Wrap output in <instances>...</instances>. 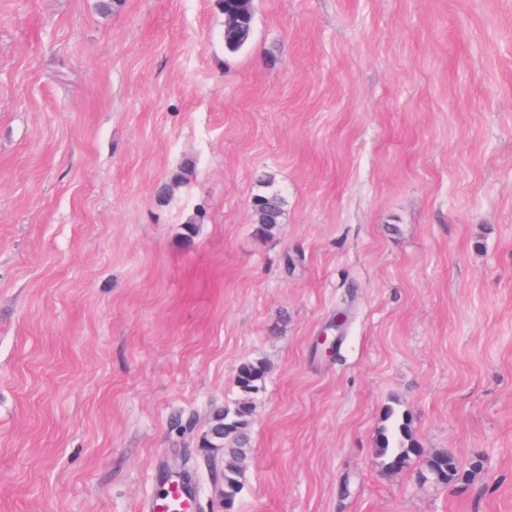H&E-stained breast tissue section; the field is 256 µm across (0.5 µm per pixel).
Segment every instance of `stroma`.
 Masks as SVG:
<instances>
[{
    "instance_id": "obj_1",
    "label": "stroma",
    "mask_w": 512,
    "mask_h": 512,
    "mask_svg": "<svg viewBox=\"0 0 512 512\" xmlns=\"http://www.w3.org/2000/svg\"><path fill=\"white\" fill-rule=\"evenodd\" d=\"M96 4L0 0V512H224L253 360L235 512H512V0H255L234 54L216 0ZM390 408L466 480L385 470ZM255 224L264 233H272L283 218V200L277 193L256 194L251 200ZM267 370V366L262 361L243 362L236 370L235 382L246 395L257 393L265 383ZM253 406L248 400L240 402L233 410L224 408L213 416L201 439L203 448H224V499L225 512L234 511L241 491L240 462L249 444L248 428ZM155 483L160 484V492L148 503L151 512H193L196 493L180 480L165 477L155 471Z\"/></svg>"
}]
</instances>
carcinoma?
<instances>
[{
    "label": "carcinoma",
    "instance_id": "carcinoma-1",
    "mask_svg": "<svg viewBox=\"0 0 512 512\" xmlns=\"http://www.w3.org/2000/svg\"><path fill=\"white\" fill-rule=\"evenodd\" d=\"M225 18L224 41L228 52L239 51L249 40L254 23L252 0H218ZM254 221L264 233H272L283 218V200L277 193L256 194L251 200ZM267 366L261 361H246L239 365L235 382L245 394L258 392L265 383ZM253 406L248 400L240 402L233 410H219L213 416L201 439L203 448L224 449V499L225 512H232L241 491L240 462L249 444L248 428ZM390 427L381 433L378 457L388 470L404 469L411 461H422L420 471L424 481L448 485L463 480L464 474L455 454L442 450L427 454L413 438L408 420L395 417Z\"/></svg>",
    "mask_w": 512,
    "mask_h": 512
}]
</instances>
